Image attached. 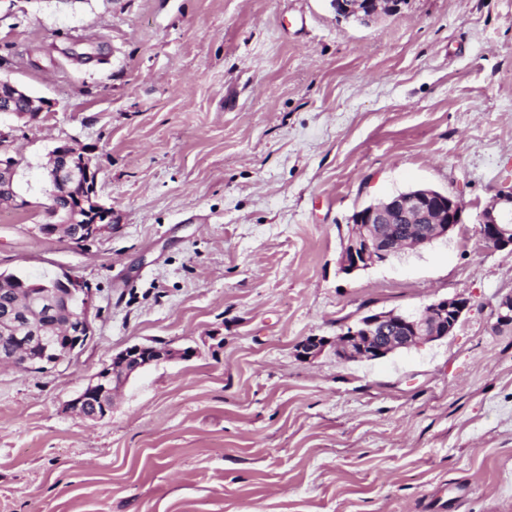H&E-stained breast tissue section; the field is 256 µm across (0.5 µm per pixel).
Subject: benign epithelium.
I'll use <instances>...</instances> for the list:
<instances>
[{
    "label": "benign epithelium",
    "instance_id": "obj_1",
    "mask_svg": "<svg viewBox=\"0 0 512 512\" xmlns=\"http://www.w3.org/2000/svg\"><path fill=\"white\" fill-rule=\"evenodd\" d=\"M341 21L368 27L383 16L398 14L404 0H330ZM54 103L31 94L9 78L0 79V114L38 118ZM94 149L60 145L51 152L47 178L52 185L51 211L62 214L57 224L41 225V232L60 234L74 244L88 246L112 232V208L97 192L98 163ZM17 160L0 154V202L15 197ZM72 196L63 208L58 198ZM462 220L459 201L432 188L393 194L354 212L338 260L339 272L351 275L385 263L401 250L429 245L448 237ZM480 235L493 249H512V191L497 192L480 218ZM469 301L461 296L438 299L420 313H371L332 340L309 336L298 345L305 360L318 358L328 346L344 360L375 361L423 342L440 340L454 330ZM92 290L64 275L37 288L17 290L13 308L0 314V335L12 346L0 352V366L22 371L40 370L80 351L92 336ZM173 356L167 346L133 345L113 356L95 372L83 390L68 403L81 418L103 419L112 411L116 391L143 368Z\"/></svg>",
    "mask_w": 512,
    "mask_h": 512
}]
</instances>
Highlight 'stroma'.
<instances>
[{"mask_svg":"<svg viewBox=\"0 0 512 512\" xmlns=\"http://www.w3.org/2000/svg\"><path fill=\"white\" fill-rule=\"evenodd\" d=\"M0 75L54 103L0 115V271L93 289L79 353L0 367V512H512V251L479 234L512 188V0H406L367 28L329 0H0ZM65 143L94 148L112 209L88 247L40 232ZM418 186L459 200L455 231L338 274L354 211ZM455 295L444 339L297 354ZM136 344L176 355L105 419L68 412ZM17 161L14 157L9 156L7 149L4 148L2 155V148L0 150V202L8 203L15 197L13 189L14 174Z\"/></svg>","mask_w":512,"mask_h":512,"instance_id":"stroma-1","label":"stroma"}]
</instances>
